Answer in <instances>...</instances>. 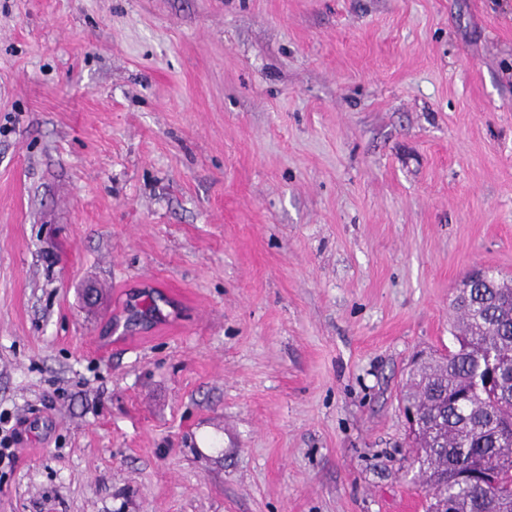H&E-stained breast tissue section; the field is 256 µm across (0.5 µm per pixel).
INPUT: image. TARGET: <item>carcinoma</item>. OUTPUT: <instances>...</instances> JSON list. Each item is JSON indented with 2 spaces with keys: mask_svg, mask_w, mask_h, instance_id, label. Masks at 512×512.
<instances>
[{
  "mask_svg": "<svg viewBox=\"0 0 512 512\" xmlns=\"http://www.w3.org/2000/svg\"><path fill=\"white\" fill-rule=\"evenodd\" d=\"M456 354L409 373L402 401L423 411L413 463L423 479L425 512L451 503L454 512H512V374L489 356L512 363V295L476 287L456 302ZM464 470L490 477L482 489L458 479Z\"/></svg>",
  "mask_w": 512,
  "mask_h": 512,
  "instance_id": "1",
  "label": "carcinoma"
}]
</instances>
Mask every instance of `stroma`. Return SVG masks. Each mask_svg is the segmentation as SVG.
Masks as SVG:
<instances>
[{
	"mask_svg": "<svg viewBox=\"0 0 512 512\" xmlns=\"http://www.w3.org/2000/svg\"><path fill=\"white\" fill-rule=\"evenodd\" d=\"M477 264L512 0H0V512H423L400 392Z\"/></svg>",
	"mask_w": 512,
	"mask_h": 512,
	"instance_id": "35a3bbf8",
	"label": "stroma"
}]
</instances>
